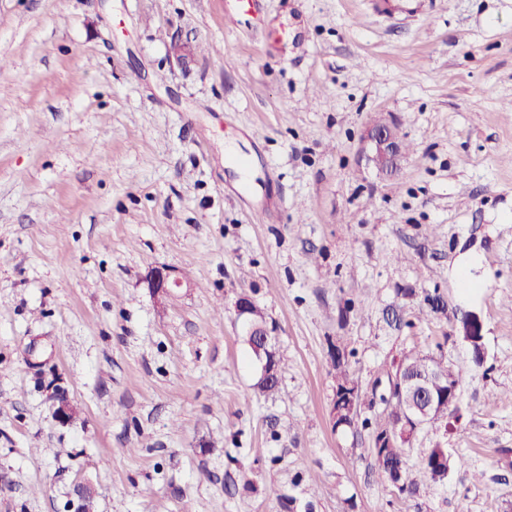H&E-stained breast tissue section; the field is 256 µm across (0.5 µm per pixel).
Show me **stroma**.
I'll return each mask as SVG.
<instances>
[{
  "label": "stroma",
  "mask_w": 512,
  "mask_h": 512,
  "mask_svg": "<svg viewBox=\"0 0 512 512\" xmlns=\"http://www.w3.org/2000/svg\"><path fill=\"white\" fill-rule=\"evenodd\" d=\"M224 2L0 0V512L79 483L95 512H512V0H260L258 30ZM157 266L189 287L159 301ZM340 339L366 428L334 424ZM414 347L470 372L410 497L371 448ZM437 443L464 460L440 483ZM363 149L366 158L380 173L392 175L399 166V160L404 154L400 139L393 124L380 121L370 125L364 136ZM236 313L238 318H243L244 322L247 326V336H246V343L248 344L251 352L253 353V350L251 346L248 343V336H252V346L255 349V352L258 356L259 360L261 359V353L265 351L267 348L269 341H270V331L269 329L264 325H257L254 324L250 318H249V305L246 302L243 301H237L236 303ZM254 355V353H253ZM53 402V412L56 420L62 425L72 424L78 415L77 407L67 393L59 391Z\"/></svg>",
  "instance_id": "35a3bbf8"
}]
</instances>
